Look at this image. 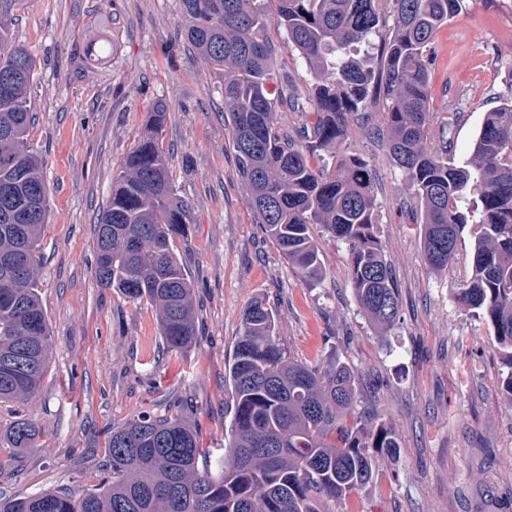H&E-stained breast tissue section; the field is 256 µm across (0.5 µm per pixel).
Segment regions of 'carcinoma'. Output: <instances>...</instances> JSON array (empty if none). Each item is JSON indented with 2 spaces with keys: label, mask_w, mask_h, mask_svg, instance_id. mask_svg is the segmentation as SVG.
<instances>
[{
  "label": "carcinoma",
  "mask_w": 512,
  "mask_h": 512,
  "mask_svg": "<svg viewBox=\"0 0 512 512\" xmlns=\"http://www.w3.org/2000/svg\"><path fill=\"white\" fill-rule=\"evenodd\" d=\"M25 0H0V403L39 392L51 332L39 296L42 231L49 190L44 161L28 142L35 117L36 60L16 43L9 14ZM377 0H181L185 36L224 83L232 148L256 222L307 285L322 277L313 226L348 246L355 299L380 335L399 315L390 263L375 232L373 170L345 151L350 120L385 100L387 146L417 201L426 264L448 268L472 212L471 275L456 300L485 320L508 372L500 391L512 404V89L484 115L470 156L448 157L454 119L441 122L440 150L428 147L434 104L431 41L464 0H393L389 35ZM275 15L313 77L288 93L272 68L266 28ZM285 103L312 109L296 143L281 133ZM166 109L155 105L149 132L112 181L95 224L94 275L133 302L155 306L164 348L178 352L195 337L193 288L172 248L192 223L191 205L175 187L162 134ZM225 377L231 386L232 441L224 455L199 445L180 415H139L105 437L112 479L79 497L46 491L1 498L0 512H326L369 485L378 456L400 448L394 428L355 413L356 379L345 362L308 365L276 337L260 300L243 312ZM38 427L13 421L12 452L36 447Z\"/></svg>",
  "instance_id": "1"
}]
</instances>
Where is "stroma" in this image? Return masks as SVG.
<instances>
[{"instance_id":"obj_1","label":"stroma","mask_w":512,"mask_h":512,"mask_svg":"<svg viewBox=\"0 0 512 512\" xmlns=\"http://www.w3.org/2000/svg\"><path fill=\"white\" fill-rule=\"evenodd\" d=\"M181 22V0H26L14 12L16 40L37 59L29 142L45 160L51 199L38 278L52 344L40 391L0 403V445L16 416L41 430L37 447L0 465V496L98 488L112 477L105 430L143 412L166 415L173 403L203 447H226L234 403L225 367L242 313L259 299L287 353L308 363L339 356L356 377L357 413L399 433V453L379 456L372 484L328 512H512L505 367L488 325L455 298L470 275L471 237L446 271L428 268L410 220L416 201L382 138V104L351 120L347 147L374 172L375 230L399 289L384 337L352 293L345 244L314 227L324 278L309 286L256 224L222 81ZM267 37L278 76L306 88L311 75L276 19ZM431 51L434 118L456 113L448 155L461 161L512 84V0H465ZM159 102L172 179L194 218L172 247L193 284L196 342L173 353L151 304L94 277V226Z\"/></svg>"}]
</instances>
